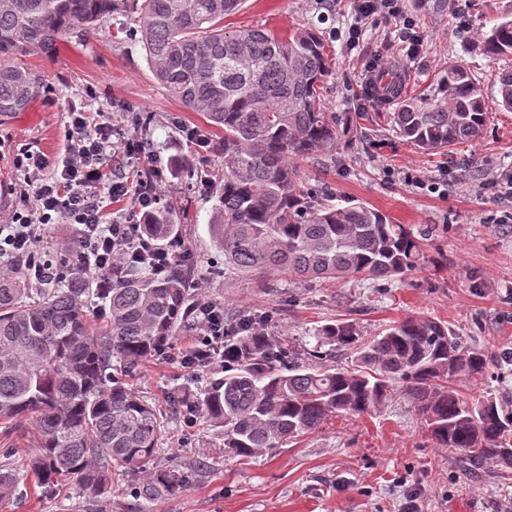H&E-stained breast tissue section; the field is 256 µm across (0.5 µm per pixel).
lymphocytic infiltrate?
Wrapping results in <instances>:
<instances>
[{"instance_id":"obj_1","label":"lymphocytic infiltrate","mask_w":512,"mask_h":512,"mask_svg":"<svg viewBox=\"0 0 512 512\" xmlns=\"http://www.w3.org/2000/svg\"><path fill=\"white\" fill-rule=\"evenodd\" d=\"M68 138L69 151L51 177H43L46 161L38 153L24 148L14 156V167L34 193L24 197L22 209L14 211L7 223L0 224V259L10 264L25 259L28 275L38 284L56 281L53 264L35 260L43 228L54 220L76 226L84 267L103 281L125 273L133 264L147 265L155 274L166 271L172 251L157 249L139 233L140 216L159 203L162 169H154L150 180L134 187L123 178L104 176L108 153L137 160L146 151L144 141L124 137L111 123L92 122L81 111L70 114ZM105 193L116 200L132 199V213L124 220L103 223L100 199Z\"/></svg>"}]
</instances>
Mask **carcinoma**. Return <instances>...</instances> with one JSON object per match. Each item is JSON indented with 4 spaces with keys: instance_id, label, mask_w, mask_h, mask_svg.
<instances>
[{
    "instance_id": "obj_1",
    "label": "carcinoma",
    "mask_w": 512,
    "mask_h": 512,
    "mask_svg": "<svg viewBox=\"0 0 512 512\" xmlns=\"http://www.w3.org/2000/svg\"><path fill=\"white\" fill-rule=\"evenodd\" d=\"M243 0H0V122L27 111L44 92V76L19 62L31 50L52 54L112 16L135 14L133 35L168 94L224 132L208 148L224 168L204 177L215 188L210 229L224 252V272L284 274L303 281H392L425 260L433 228L413 229L361 203L336 206L319 184L303 182L300 159L336 149L350 124L323 95L332 59L319 32L299 28L280 38L261 29L228 31L224 18ZM441 17L451 0H416ZM493 59L512 57V11L479 44ZM497 105L512 110V68L497 75ZM389 120L424 152H444L483 135L489 109L469 67L441 71L438 94L410 98L397 90ZM141 230L166 246L177 242L172 212L143 219ZM68 248L62 288H36L23 268L0 275V427L31 426L34 450L20 464L0 461V501L33 481L43 496L75 492L111 505L120 482L133 479L127 512H153L186 488L198 467H154L168 418L129 387L141 364L166 353L196 305L192 265L175 259L156 276L133 268L105 290ZM104 301L105 330L90 318ZM268 318L241 315L224 324L222 375L203 391L178 392L173 405L220 429L224 453L275 455L339 413L368 414L400 393L435 444L460 454L467 469L486 462L512 467V397L470 401L457 389L483 376L493 356L447 326L408 316L371 339L353 320L316 330L299 353L272 335ZM350 350L351 365L336 362Z\"/></svg>"
}]
</instances>
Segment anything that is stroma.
<instances>
[{
	"label": "stroma",
	"instance_id": "1",
	"mask_svg": "<svg viewBox=\"0 0 512 512\" xmlns=\"http://www.w3.org/2000/svg\"><path fill=\"white\" fill-rule=\"evenodd\" d=\"M453 4L452 12L440 18L418 9L414 0H402L421 41L413 56L395 20L361 15L357 0H245L240 11L224 20L230 31L260 28L282 37L302 27L323 32L333 63L326 84L329 107L350 113L353 123L334 155L301 162L304 182L323 184L337 204L360 202L395 223L436 228L425 246L426 262L386 287L275 277L261 281L225 273L224 254L211 239V193L199 172L176 166L195 151L184 129L205 127L206 120L168 95L121 15L84 40L60 44L53 56H24L28 67L44 75L45 95L0 126V216L20 208L27 189L12 164L13 153L29 145L54 165L70 146L72 110L111 122L136 113L138 123L124 131L142 138L148 155L130 160L114 154L108 169L134 179L142 169L162 167L161 202L177 212L181 249L190 255L199 284L193 302L216 305L228 317L270 316L272 331L299 348L313 346L315 331L337 318L356 320L369 335L411 315L427 316L496 357L484 379L460 382L465 397L512 393V222L502 221L512 215V197L494 195L488 185L493 171L512 169V111L492 108L483 137L456 146L452 155L426 154L395 134L386 110L364 89L378 65L402 74L407 95L429 98L437 93L441 67L462 61L487 100H494L496 75L512 66V57L492 60L479 54L476 45L512 8V0ZM354 25L362 34L350 49L345 35ZM198 154L205 166L224 164L221 152ZM413 175L443 181L446 188L440 194L422 190L410 183ZM197 334L196 326H189L174 336L168 356L142 367L141 395L164 406L173 390L204 387L207 367L184 364ZM169 427L156 465L192 466L206 460L211 468L158 502L156 512H401L410 494L422 512H507L512 506V468L491 462L464 471L447 449L436 446L424 420L402 397L369 415L331 418L278 454L246 462L226 457L220 435L199 418L173 414ZM88 508L82 497L60 501L28 487L0 504V512Z\"/></svg>",
	"mask_w": 512,
	"mask_h": 512
}]
</instances>
